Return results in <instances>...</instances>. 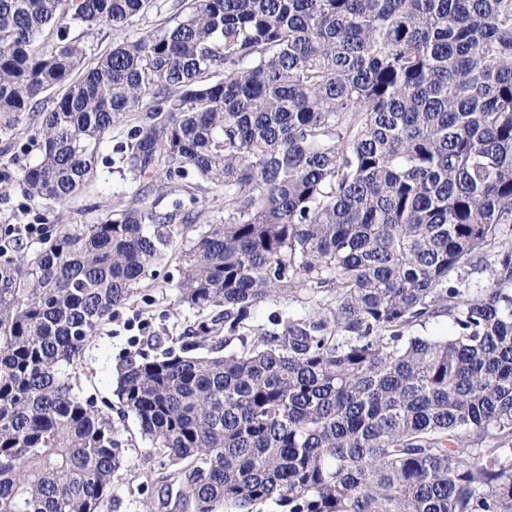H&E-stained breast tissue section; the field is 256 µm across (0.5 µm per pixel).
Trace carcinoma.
Returning <instances> with one entry per match:
<instances>
[{
  "instance_id": "cac0c4a2",
  "label": "carcinoma",
  "mask_w": 512,
  "mask_h": 512,
  "mask_svg": "<svg viewBox=\"0 0 512 512\" xmlns=\"http://www.w3.org/2000/svg\"><path fill=\"white\" fill-rule=\"evenodd\" d=\"M0 0V162L26 116L24 196L64 203L100 144L155 191L224 197L177 221L139 199L0 245V512H512V0ZM50 108L41 110L44 99ZM181 242L178 348L137 340L113 394L158 468L80 394L87 347ZM310 306L239 335L269 300ZM446 317V336L415 333ZM239 346L222 352L232 341ZM158 2H155V4H160L161 9H158V12L156 8H153L147 15L140 18L137 26L135 27V30L131 31H118L114 30L109 36H101L97 33L94 34H88L84 37V41L87 43L89 48L88 52H91L92 54H97L103 52L106 48L112 46L114 43L122 42L123 40L133 37L135 35H139V33L148 32L152 29H154L159 23L163 21V19L167 18L169 16V10L168 5L171 2H167V0H157ZM164 4H166L164 6ZM508 243H510V240L502 237L489 241V244L483 250L482 258L480 260L475 259L472 264L465 265L464 268L459 270V274L473 283H488L492 273L490 262H493L494 256ZM481 259L484 261H481ZM143 479H133L122 476L115 480L112 486V500L106 512H143V502L146 500L159 502L163 496L162 483L149 484L143 488L140 483Z\"/></svg>"
}]
</instances>
